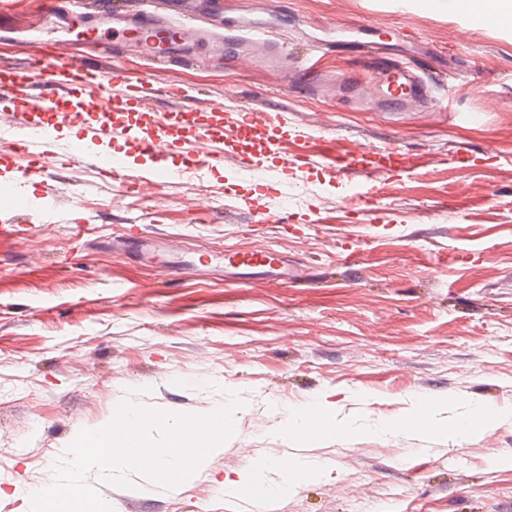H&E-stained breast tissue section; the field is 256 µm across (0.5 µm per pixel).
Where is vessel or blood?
Instances as JSON below:
<instances>
[{"mask_svg":"<svg viewBox=\"0 0 512 512\" xmlns=\"http://www.w3.org/2000/svg\"><path fill=\"white\" fill-rule=\"evenodd\" d=\"M86 6L111 13L113 23L136 37L160 71L177 59L176 48L184 39L187 23L196 17L195 12L183 8L170 14L145 12L136 0H86ZM227 39L241 49L260 48V57L268 65L289 67L283 38L269 28L241 27L228 34ZM86 42L108 60V67L88 66L63 44L51 45L44 53L27 57L23 64L0 66V96L14 103L8 118L24 152L47 157L56 126L65 121L85 132L83 141L70 149L75 162L106 170L112 178L137 187L170 178L168 158L172 149H180L194 164L213 168L223 166L228 157L246 162L247 154L237 152L235 144L248 139L264 142L267 152L280 158L283 167L304 168L322 161L335 168L338 175L347 179L357 176L366 183L384 173L412 168L416 163L414 157L396 149L364 148L350 155L330 141L319 155L302 141L293 153L283 154L282 141L273 126L255 118L252 111L232 113L215 105L189 107L184 103L182 89L175 85L167 84L155 91L124 82L118 48L111 42L109 32L87 30ZM359 51L362 58L375 63L374 81L390 90L389 106L400 109L426 100L424 69L397 60L383 61L382 48L376 42L361 43ZM289 69L291 82L312 84L308 63ZM158 95L166 100L161 111L153 104ZM228 125L236 127V137H225L224 128ZM117 138L131 141L140 153L151 157V170L135 172L106 153V146ZM224 264L245 271L248 280L256 284L293 280L287 261L263 249L225 251Z\"/></svg>","mask_w":512,"mask_h":512,"instance_id":"1","label":"vessel or blood"}]
</instances>
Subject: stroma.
Listing matches in <instances>:
<instances>
[{
    "mask_svg": "<svg viewBox=\"0 0 512 512\" xmlns=\"http://www.w3.org/2000/svg\"><path fill=\"white\" fill-rule=\"evenodd\" d=\"M397 3L195 0L219 29L275 26L313 56L322 89L287 85L231 44L167 75L191 106L256 107L292 138L423 158L377 177L369 199L333 169L285 172L267 154L260 173L228 160L131 193L69 164L76 126H58V167L44 168L16 144L13 101L0 103V165L28 169L23 184L0 180L21 226L0 238V512H31L27 492L120 401L202 414L231 392L234 434L178 490L138 474L130 489L93 471L89 483L114 512H257L218 490L254 457L267 486L290 484L273 512H512V417L462 443L447 431L474 407L512 409V26L476 24L457 0ZM92 23L51 26L40 0H0V63L54 41L86 54ZM361 41L440 73L428 104L397 119L357 110L338 80ZM468 112L484 122L449 119ZM139 234L165 236L177 272L125 247ZM228 247L269 248L300 278L235 282ZM349 249L358 264L343 263ZM322 396L341 433L282 432L286 408Z\"/></svg>",
    "mask_w": 512,
    "mask_h": 512,
    "instance_id": "stroma-1",
    "label": "stroma"
}]
</instances>
